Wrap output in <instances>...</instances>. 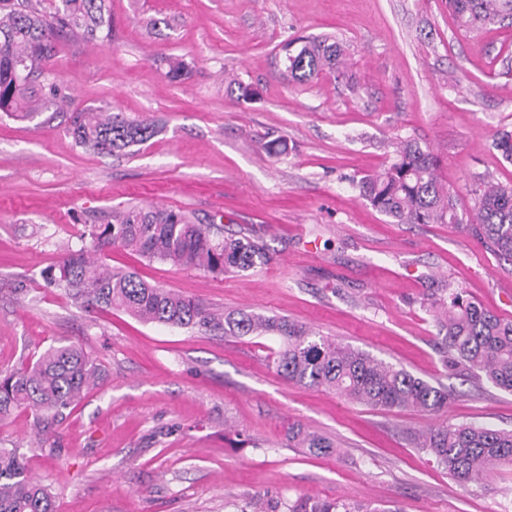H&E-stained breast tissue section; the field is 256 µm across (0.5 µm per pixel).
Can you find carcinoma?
I'll use <instances>...</instances> for the list:
<instances>
[{
	"label": "carcinoma",
	"mask_w": 512,
	"mask_h": 512,
	"mask_svg": "<svg viewBox=\"0 0 512 512\" xmlns=\"http://www.w3.org/2000/svg\"><path fill=\"white\" fill-rule=\"evenodd\" d=\"M466 30L512 20V0H448ZM112 28L109 0H52L45 9L32 0H0V113L33 120L61 108L66 96L44 83L42 63L62 35L85 41L106 39ZM288 74L304 83L321 73H341L343 49L332 35L311 36L282 48ZM77 145L96 154L133 155L154 126L102 107L74 112L66 127ZM438 159L428 149L402 142L394 161L358 183L360 195L393 224H457L500 256L512 260V186L484 182L474 190V213L465 217L435 174ZM92 251H70L47 276L86 309H116L143 322L231 337L271 336L280 341L273 365L285 379L334 392L377 410L435 414L448 394L403 368L321 335L286 317L235 310L220 312L142 280L135 272L103 261L113 247L149 262L201 270L215 277L247 271L269 261L266 248L246 235H224L196 224L183 211L160 206L116 207L103 223L87 228ZM438 310L441 350L455 364L479 372L494 386L512 391V319L490 313L462 291ZM100 368L76 344L51 346L32 363L0 372V420L19 408L35 416L38 445H44L63 410L97 386ZM290 441L312 455L329 453L334 443L295 427ZM411 441L428 451L457 482L485 478L493 465L512 463V432L473 425H437L415 432ZM0 512H57L50 488L26 473L16 451L0 448ZM287 512H384L345 500L317 501Z\"/></svg>",
	"instance_id": "carcinoma-1"
}]
</instances>
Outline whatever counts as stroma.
I'll return each instance as SVG.
<instances>
[{
  "label": "stroma",
  "instance_id": "obj_1",
  "mask_svg": "<svg viewBox=\"0 0 512 512\" xmlns=\"http://www.w3.org/2000/svg\"><path fill=\"white\" fill-rule=\"evenodd\" d=\"M112 36L55 44L45 77L70 110L108 107L154 124L132 155L77 146L67 113L0 119V371L62 343L103 371L98 388L32 440L34 416L0 421L58 512H281L343 499L395 512H512V465L461 486L411 432L471 424L512 430V392L447 363L434 284L512 319V260L450 224H394L357 182L410 138L438 158L457 210L484 180L512 185L494 147L512 132V21L458 28L448 0H111ZM153 18L171 27L150 28ZM332 34L343 76L300 84L283 41ZM189 66L170 80L167 58ZM257 90L244 103L228 81ZM285 140V154L262 147ZM154 204L264 244L267 264L218 278L112 248L108 264L217 310L310 324L446 390L436 415L381 411L277 375L272 337H225L127 313L86 310L44 272L90 248L86 225L117 205ZM303 426L335 453L291 447Z\"/></svg>",
  "mask_w": 512,
  "mask_h": 512
}]
</instances>
